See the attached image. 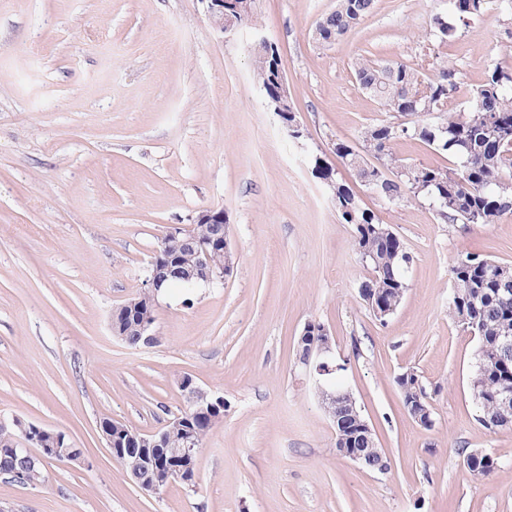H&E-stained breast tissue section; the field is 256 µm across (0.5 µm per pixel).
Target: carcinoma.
I'll use <instances>...</instances> for the list:
<instances>
[{"instance_id":"cac0c4a2","label":"carcinoma","mask_w":512,"mask_h":512,"mask_svg":"<svg viewBox=\"0 0 512 512\" xmlns=\"http://www.w3.org/2000/svg\"><path fill=\"white\" fill-rule=\"evenodd\" d=\"M376 0H336V7L324 15L313 30V38L322 45L345 40L375 8ZM487 0H450V15L433 17L429 37L446 43L456 37V22L481 13ZM280 62L278 49L272 45L254 52V75L266 98L276 89L275 65ZM429 76L398 62H382L359 57L353 65L360 88L371 95L392 120L369 125L361 132L359 145L337 140L333 152L357 175L373 181L376 196L395 204L408 194L427 199L437 212L452 223H466L476 218L478 224H493L512 214V197L506 198L501 184L512 183V69L497 65L485 72L482 83L470 91L466 106L448 111V98L458 91L454 64L439 59ZM417 117L407 127L401 119ZM408 135L432 147L440 154L456 159L453 168L407 164L397 159L392 144L400 135ZM315 168L329 188L341 220L355 227L353 247L371 270L366 283L373 295L391 297L405 289L407 265L399 263L396 252L406 246L397 239L390 241L383 233L389 225L377 214L361 205L353 190L333 179V172L321 158ZM229 225L199 224L201 238L229 235ZM453 292L448 310L461 322L466 319L476 326L480 346L491 350L497 336L512 333V293L504 296L501 288L512 289V265L466 253L450 267ZM138 305L123 320L124 335L130 346L144 345L137 335V319L154 313L153 303L146 295L137 296ZM512 384V351L500 359H488L476 366L471 379L475 393L477 418L495 414L494 394L504 384ZM224 418L219 409L203 416L184 414L179 422L167 428V448L181 445L188 434L203 442L211 429ZM23 439L14 425L0 426V477L14 481L12 471L23 469L24 485L45 481L43 461L33 458L20 461L13 454Z\"/></svg>"}]
</instances>
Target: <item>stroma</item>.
I'll return each mask as SVG.
<instances>
[{
    "mask_svg": "<svg viewBox=\"0 0 512 512\" xmlns=\"http://www.w3.org/2000/svg\"><path fill=\"white\" fill-rule=\"evenodd\" d=\"M336 0H261L262 30L225 36L201 0H0V420L64 432L84 464L50 462L38 485L0 480V512H512V429L476 419V339L448 316L449 268L464 252L512 264V215L451 224L425 199L388 205L360 191L413 257L396 312L359 296L369 271L314 163L358 188L333 152L386 120L362 92L358 57L456 63L461 109L488 67L512 69V14L489 0L450 42L429 39L448 0H377L344 41L316 21ZM278 45L305 140L288 136L252 73L257 35ZM229 217L224 282L158 299L156 345L113 336L110 315L148 275L166 228L204 208ZM324 324L341 369L320 383L295 356ZM415 371L435 425L406 411ZM192 376L224 417L193 485L139 489L99 430L142 432L191 403ZM347 388L390 467L340 458L323 391ZM497 458L476 477L464 458Z\"/></svg>",
    "mask_w": 512,
    "mask_h": 512,
    "instance_id": "35a3bbf8",
    "label": "stroma"
}]
</instances>
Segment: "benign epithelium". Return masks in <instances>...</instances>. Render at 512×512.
<instances>
[{"label": "benign epithelium", "instance_id": "obj_1", "mask_svg": "<svg viewBox=\"0 0 512 512\" xmlns=\"http://www.w3.org/2000/svg\"><path fill=\"white\" fill-rule=\"evenodd\" d=\"M206 4V16L211 25L223 34L236 31L239 27L237 17L227 13L230 5L236 0H202ZM224 223V210L218 208H205L200 210L192 224H179L167 228L164 237L175 243L177 247H187L198 256L197 265L186 269L176 261L166 259L160 263H152L149 275L143 283L141 293L157 297L162 288L171 278L193 280L197 283L209 284L224 280V275L230 273L233 268L234 254L231 250L229 239H224V267L215 269L209 260L206 242L196 237L193 233L196 224H222ZM299 343L304 349L298 351V362L305 368H312L317 375L328 378L336 372L333 364L332 335L328 329L319 323H307L299 336ZM401 380L407 382V387H415L412 397L407 405L409 415L420 425L431 428L434 425L432 409L421 401V382L413 371H407L401 375ZM183 391L192 399V407L199 411L224 407V398L210 396L207 392L195 385L190 377H184L180 381ZM328 412L334 413L333 426L337 436V452L345 460L363 468H371V456L379 451L375 430L365 419L356 400L348 390L338 387L326 395ZM494 404L500 416L499 424L512 423V386L505 385L495 394ZM43 453L51 456H63L76 463H83L82 455L72 450V446L64 441H57L53 448L43 449ZM199 449L196 441L186 440L184 447L171 452L170 456L162 458L157 471L161 475L156 480L142 479L140 470L129 469L128 476L132 482L144 492L156 493L162 489L163 480L171 477L181 478L189 476L187 469L191 467L193 459L197 458Z\"/></svg>", "mask_w": 512, "mask_h": 512}]
</instances>
